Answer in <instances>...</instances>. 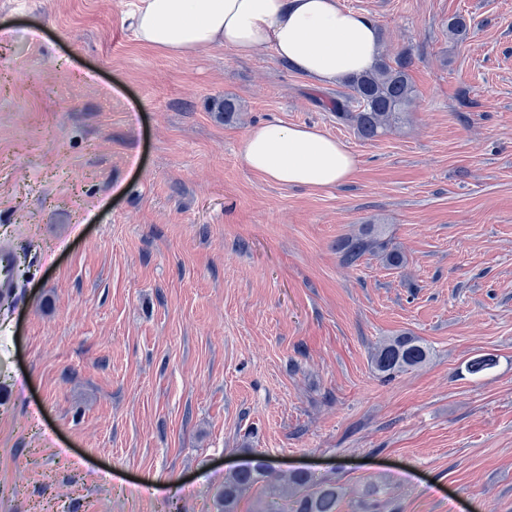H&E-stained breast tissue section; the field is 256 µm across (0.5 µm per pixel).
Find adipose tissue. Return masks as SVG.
<instances>
[{
	"mask_svg": "<svg viewBox=\"0 0 512 512\" xmlns=\"http://www.w3.org/2000/svg\"><path fill=\"white\" fill-rule=\"evenodd\" d=\"M131 25L140 44L171 57L217 45L248 57L269 47L320 86L369 69L380 49L376 23L338 0H142ZM240 159L266 180L311 189L336 186L358 164L319 129L278 122L253 127Z\"/></svg>",
	"mask_w": 512,
	"mask_h": 512,
	"instance_id": "1",
	"label": "adipose tissue"
}]
</instances>
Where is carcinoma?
Masks as SVG:
<instances>
[{
    "label": "carcinoma",
    "instance_id": "1",
    "mask_svg": "<svg viewBox=\"0 0 512 512\" xmlns=\"http://www.w3.org/2000/svg\"><path fill=\"white\" fill-rule=\"evenodd\" d=\"M448 32L458 41L469 37L470 28L461 16L448 20ZM411 57L405 54L390 62L379 57L374 66L359 75L345 79L349 93L329 101L327 109L336 120L355 130L363 139L371 140L388 132L409 108L414 98L410 80ZM380 224H365L358 233L336 243L342 262L348 267L358 265L367 254L380 255L389 267L398 268L404 255L389 247L382 239ZM430 350L414 336H395L377 346L372 354L374 370L383 378L396 375L425 363ZM496 366L490 355L479 356L468 362L467 372L481 376ZM275 468L270 461L257 457L224 475V486L215 500L216 512H237L241 496L248 490L261 486L271 500L258 501L256 512H269L275 505L279 512H337L342 496L340 488L332 483H313L310 475L291 470L285 474V485L272 483Z\"/></svg>",
    "mask_w": 512,
    "mask_h": 512
}]
</instances>
